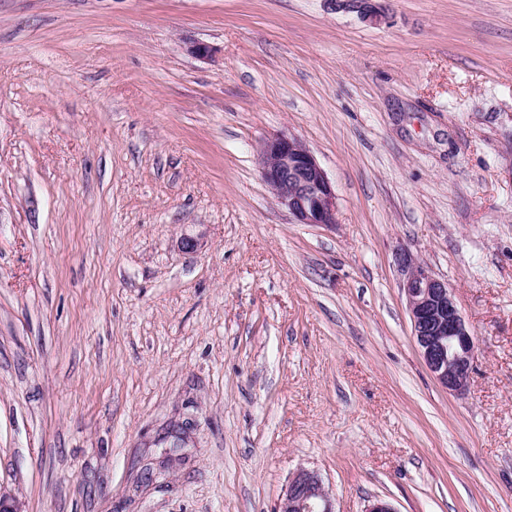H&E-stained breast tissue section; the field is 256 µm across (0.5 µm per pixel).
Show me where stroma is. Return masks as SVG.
I'll list each match as a JSON object with an SVG mask.
<instances>
[{"instance_id":"obj_1","label":"stroma","mask_w":512,"mask_h":512,"mask_svg":"<svg viewBox=\"0 0 512 512\" xmlns=\"http://www.w3.org/2000/svg\"><path fill=\"white\" fill-rule=\"evenodd\" d=\"M381 3L0 0L19 512H276L300 469L335 512H512V0ZM283 130L334 227L262 180ZM403 252L478 339L464 392L422 359ZM336 10L357 12L363 19L378 22L384 17L383 7L373 2L379 0H329ZM261 176L276 202L299 224H336L338 203L326 172L290 132L265 139L259 148Z\"/></svg>"}]
</instances>
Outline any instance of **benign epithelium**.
<instances>
[{"label": "benign epithelium", "mask_w": 512, "mask_h": 512, "mask_svg": "<svg viewBox=\"0 0 512 512\" xmlns=\"http://www.w3.org/2000/svg\"><path fill=\"white\" fill-rule=\"evenodd\" d=\"M337 10L357 12L373 22L385 11L375 0H330ZM261 176L276 202L300 224L329 227L336 223L338 203L326 172L309 149L283 131L265 139L259 148ZM406 269V297L412 335L423 361L438 383L450 392L464 391L470 381L476 338L448 288L412 255L401 257ZM277 512H334L321 477L300 470L288 480Z\"/></svg>", "instance_id": "benign-epithelium-1"}]
</instances>
